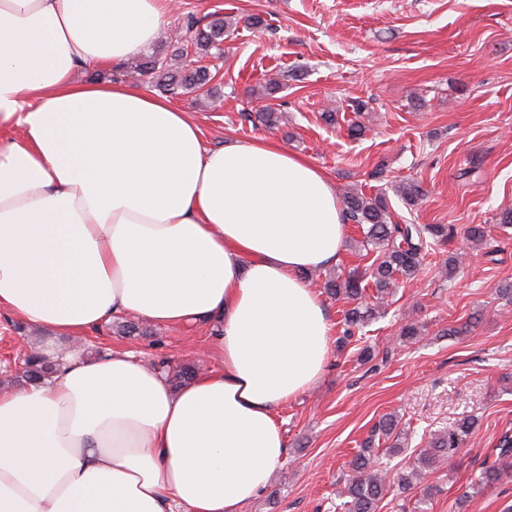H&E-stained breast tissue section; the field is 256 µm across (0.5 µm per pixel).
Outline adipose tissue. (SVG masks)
<instances>
[{
	"label": "adipose tissue",
	"mask_w": 512,
	"mask_h": 512,
	"mask_svg": "<svg viewBox=\"0 0 512 512\" xmlns=\"http://www.w3.org/2000/svg\"><path fill=\"white\" fill-rule=\"evenodd\" d=\"M170 0H0V310L52 378L0 386V512H245L287 454L278 409L330 355L303 272L336 264L328 174L265 140L206 147L170 101L112 69ZM123 314L215 321L217 369L173 389L128 351L71 348Z\"/></svg>",
	"instance_id": "1"
}]
</instances>
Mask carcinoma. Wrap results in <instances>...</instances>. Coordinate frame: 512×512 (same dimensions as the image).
I'll use <instances>...</instances> for the list:
<instances>
[{
	"instance_id": "1",
	"label": "carcinoma",
	"mask_w": 512,
	"mask_h": 512,
	"mask_svg": "<svg viewBox=\"0 0 512 512\" xmlns=\"http://www.w3.org/2000/svg\"><path fill=\"white\" fill-rule=\"evenodd\" d=\"M236 22L218 14L204 20L188 19L186 41L178 42L171 57L157 51L143 53L131 62L115 70L112 80L122 81L139 76L148 79L156 87L170 95L194 93L199 97H212L216 93L213 85L218 72L204 64L208 59H217L224 54V35L235 31ZM258 122L267 128L278 126L280 113L264 105L256 111ZM395 193L408 207L418 205L422 197L421 187L413 181H404L395 188ZM345 220L357 224L362 239L356 245L367 252L375 253L368 273L349 271L328 275L323 288L326 294L345 300L349 307L344 310L343 338L347 339L361 331L370 322L385 314L387 298L394 294L398 278L412 280L423 269L426 257L435 247L448 241L450 231L442 224H397L392 221L388 201L383 192L367 195L351 189L342 196ZM374 288L373 302H362L367 287ZM55 372V364L31 354L24 361L21 378L28 382L42 381ZM478 419L467 416L459 419L447 431L431 437L428 447L419 451L409 470L397 476V486L402 491L418 490L415 504H426L438 493V488L425 483L427 473L443 463L450 455L463 447ZM378 433L388 439L394 438V448H399L401 436L397 433V421L386 417L378 424ZM375 438L364 442L361 450L349 462L350 478L340 491L346 512H377L379 503L390 491L386 473L372 466ZM496 457L483 462L473 489L481 492L500 483L503 477L512 474V435L504 433L497 444Z\"/></svg>"
}]
</instances>
